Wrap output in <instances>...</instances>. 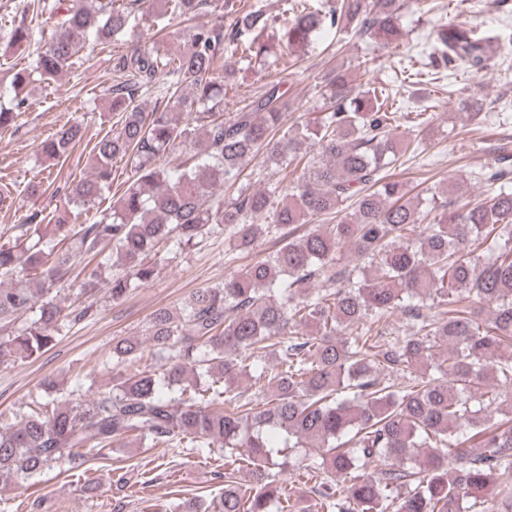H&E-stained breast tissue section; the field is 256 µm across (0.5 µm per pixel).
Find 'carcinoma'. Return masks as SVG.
I'll return each instance as SVG.
<instances>
[{
  "label": "carcinoma",
  "mask_w": 512,
  "mask_h": 512,
  "mask_svg": "<svg viewBox=\"0 0 512 512\" xmlns=\"http://www.w3.org/2000/svg\"><path fill=\"white\" fill-rule=\"evenodd\" d=\"M136 16L115 0H54L53 25L29 67L12 71L16 93L0 103V128L14 124L27 97L17 93L78 64L93 43H118L152 9L183 28L176 54L134 45L112 59L122 81L112 86L119 119L96 141L91 176L71 187L68 218L35 224L0 244V328L34 319L0 338V362L41 352L61 326L92 306L66 313L52 287L69 277L82 253L96 267L70 286L100 287L112 299L156 276L159 247L182 251L218 232L240 251L271 233L280 247L199 288L178 314L156 310L147 328L158 364L140 367L144 342L118 340L112 357L136 367L93 398L59 403L35 398L0 411V477L29 481L53 465L83 467L142 448L224 449V491L193 498L179 512H295L288 488L272 470L290 465L292 448L321 449L307 475L330 474L315 487L317 512H494L512 500V172L506 158L469 177L498 185L470 205L448 196L412 201L407 185L388 176L411 142L396 130L411 121L423 133L437 105L415 117L401 90L428 77L401 64L396 84L354 86L329 81L325 112L282 129L286 77L266 84L249 104L224 116V87L237 71L271 67L315 35L346 31L387 49L400 35L403 0H281L279 15L230 0L228 25L200 24L212 0H138ZM22 25L0 26V45L31 43ZM430 68L480 74L492 66L483 39L463 24H443ZM235 62L224 63L225 56ZM167 100L148 109L140 94ZM78 124L42 145L61 158L80 144ZM203 147L179 162L177 147ZM261 159L264 188L242 182ZM130 168L127 186L92 224L82 211L112 187V162ZM281 178H276L277 174ZM331 219L333 223L323 224ZM294 224L313 228L285 235ZM412 331L391 326L393 312ZM250 382L251 393L241 389ZM238 448L247 449L237 455ZM245 462L256 475L234 480Z\"/></svg>",
  "instance_id": "cac0c4a2"
}]
</instances>
